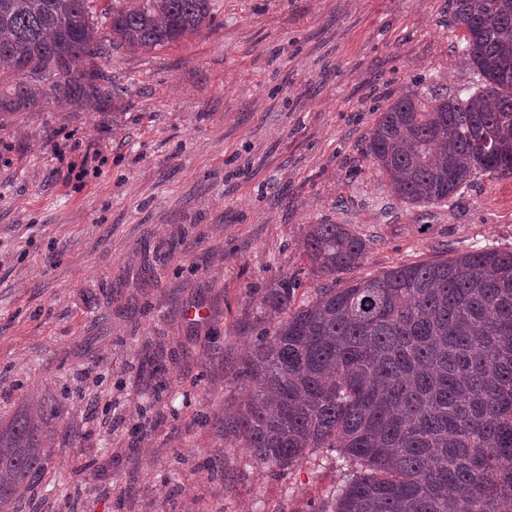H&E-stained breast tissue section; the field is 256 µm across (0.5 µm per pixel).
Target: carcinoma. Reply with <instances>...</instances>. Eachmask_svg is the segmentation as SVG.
Segmentation results:
<instances>
[{
	"mask_svg": "<svg viewBox=\"0 0 512 512\" xmlns=\"http://www.w3.org/2000/svg\"><path fill=\"white\" fill-rule=\"evenodd\" d=\"M0 0V112L50 99L102 106L109 49L148 52L213 20L215 0ZM462 57L480 85L412 92L382 113L365 152L394 199L445 206L477 171L512 175V0H451ZM301 247L329 283L294 304L296 281L264 290L277 317L251 323L224 403V446L281 473L313 449L346 462L311 512H512V251L487 247L399 265L341 287L369 243L310 224ZM39 425L0 427V512L45 474Z\"/></svg>",
	"mask_w": 512,
	"mask_h": 512,
	"instance_id": "cac0c4a2",
	"label": "carcinoma"
}]
</instances>
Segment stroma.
<instances>
[{"instance_id":"obj_1","label":"stroma","mask_w":512,"mask_h":512,"mask_svg":"<svg viewBox=\"0 0 512 512\" xmlns=\"http://www.w3.org/2000/svg\"><path fill=\"white\" fill-rule=\"evenodd\" d=\"M217 3L182 42L113 50L107 106L0 112V424L57 410L20 512H308L342 462L277 475L222 423L266 284L323 282L308 225L369 242L359 279L512 250V176L409 208L363 152L396 97L476 83L448 0Z\"/></svg>"}]
</instances>
